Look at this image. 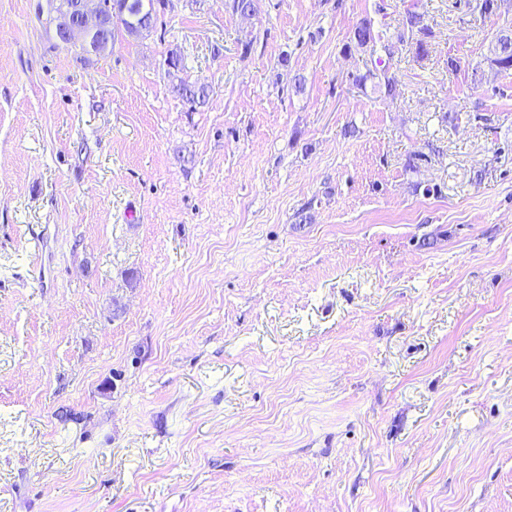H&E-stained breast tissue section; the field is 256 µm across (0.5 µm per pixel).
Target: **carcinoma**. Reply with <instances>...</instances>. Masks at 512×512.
Returning <instances> with one entry per match:
<instances>
[{"label":"carcinoma","mask_w":512,"mask_h":512,"mask_svg":"<svg viewBox=\"0 0 512 512\" xmlns=\"http://www.w3.org/2000/svg\"><path fill=\"white\" fill-rule=\"evenodd\" d=\"M165 0H54L56 27L60 28L76 20L80 14L98 18V24L85 28L88 45L94 52L105 50L117 34L125 32L139 35L152 29L157 20V9ZM491 63L499 69H512V33L501 34L493 48ZM180 97L190 104L205 102L203 88L180 83Z\"/></svg>","instance_id":"obj_1"}]
</instances>
